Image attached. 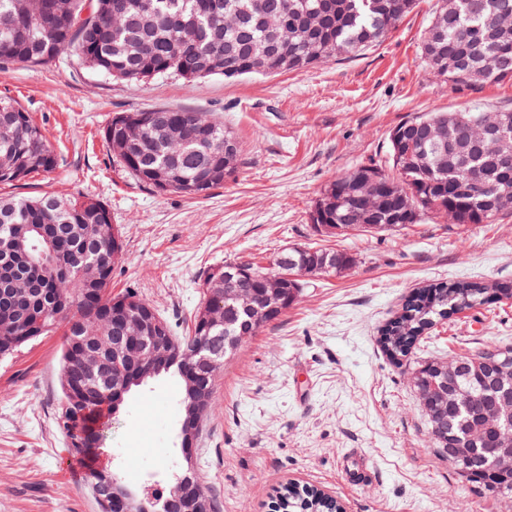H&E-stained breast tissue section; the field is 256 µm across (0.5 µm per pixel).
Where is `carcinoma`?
I'll list each match as a JSON object with an SVG mask.
<instances>
[{"instance_id":"carcinoma-1","label":"carcinoma","mask_w":512,"mask_h":512,"mask_svg":"<svg viewBox=\"0 0 512 512\" xmlns=\"http://www.w3.org/2000/svg\"><path fill=\"white\" fill-rule=\"evenodd\" d=\"M0 0V62L39 65L69 52L89 67L112 77L143 82L174 74L187 82L220 74L275 75L312 68L332 60L362 55L382 42L414 8V0ZM512 0H442L421 42L428 74L448 85L470 87L512 81ZM476 110L428 112L395 126L388 138V162L395 173L362 164L329 184L315 204L312 224H349L353 231L396 232L442 214L450 224H490L512 212V112L502 113L503 139L479 142L466 123ZM103 137L124 170L157 192L204 196L224 184L239 161V145L224 122L199 112L166 108L118 112ZM57 156L28 112L0 98V184L12 185L35 172L50 173ZM122 252L121 233L111 224L109 208L92 197L66 201L51 195L0 198V351L17 350L56 325L64 328L62 402L69 392H83L77 405L61 406L59 426L77 441L72 451L94 458L106 440L112 415L120 405L113 394L132 378L145 383L161 373L181 382L180 426L197 439L213 401L216 371L194 367L190 353L213 336H255L277 320L293 302L276 308L265 302L247 312L237 307L238 288L265 287L272 273L298 298L302 282L290 270L341 273L354 263L344 250L294 248L279 254L268 273L249 261H226L210 268L205 299L189 335L159 318L168 346L134 365L113 356L115 340L143 315L157 311L133 291L112 295V267ZM242 271L224 288V271ZM512 299V283L476 281L436 283L408 295L398 314L383 328L380 344L395 362L424 346L435 327L450 315L484 306L489 294ZM224 317V326H213ZM102 357L103 375L85 372V353ZM486 363L512 362V346L488 345L472 352ZM438 357H421L411 367L425 389L441 385L430 366ZM456 387L470 394L448 406L428 434L440 452L464 438L487 400L506 391L493 385L489 370L461 363ZM507 434L505 425L490 430L456 469L467 481L497 496L512 497V479L493 474L488 449ZM115 475L91 466L85 484L98 498L112 494ZM202 496L210 512L214 499L195 467L176 469L163 494L143 491L149 512H179L180 496ZM274 512H340L339 504L315 490L287 487Z\"/></svg>"}]
</instances>
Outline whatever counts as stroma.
Masks as SVG:
<instances>
[{
	"label": "stroma",
	"instance_id": "35a3bbf8",
	"mask_svg": "<svg viewBox=\"0 0 512 512\" xmlns=\"http://www.w3.org/2000/svg\"><path fill=\"white\" fill-rule=\"evenodd\" d=\"M437 0L414 10L362 55L277 76L193 83L166 75L112 79L74 54L0 67V98L30 112L59 159L52 173L0 185V196H88L109 208L123 256L111 289L138 292L179 329L203 301L206 271L229 259L268 268L277 253L315 246L350 252L339 274L307 276L294 306L244 343L217 374L214 406L192 448L218 512H271L286 483L323 490L344 512H500L431 442L408 365L392 362L380 330L402 298L438 282H512V213L490 224L436 215L392 234L318 233L322 190L354 166L385 161L388 135L422 112L512 109V81L453 90L431 78L420 45ZM204 112L235 134V173L202 197L159 193L128 175L102 130L114 113ZM454 314L434 355L512 344V299ZM61 330L0 358V512H102L57 426ZM178 388L162 377L128 393L100 453L135 485L167 482L181 460ZM377 471L349 485L345 449Z\"/></svg>",
	"mask_w": 512,
	"mask_h": 512
}]
</instances>
